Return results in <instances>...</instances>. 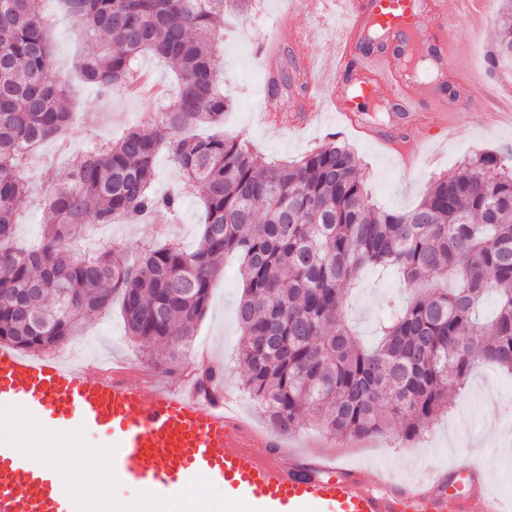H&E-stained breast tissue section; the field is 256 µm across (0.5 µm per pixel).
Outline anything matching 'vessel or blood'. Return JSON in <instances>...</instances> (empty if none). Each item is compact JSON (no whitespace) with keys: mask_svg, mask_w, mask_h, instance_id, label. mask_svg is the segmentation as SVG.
I'll list each match as a JSON object with an SVG mask.
<instances>
[{"mask_svg":"<svg viewBox=\"0 0 512 512\" xmlns=\"http://www.w3.org/2000/svg\"><path fill=\"white\" fill-rule=\"evenodd\" d=\"M456 18L448 0H353L335 65L316 70L302 54L312 105L286 114V122L306 126L317 119L319 104L355 128L369 106L380 103L406 124L446 126L480 92L450 66ZM417 53L430 60L433 73L415 85L401 59ZM446 77L458 83L456 100L434 90ZM420 100L429 110L417 112ZM370 137L409 159L412 137L380 125ZM8 408L100 435L111 450L113 476L136 483L145 499L162 505L180 503L204 475L245 512H504L486 491L448 501L440 493L441 475L402 490L385 476L362 479L331 456L311 463L310 476H300L278 436L254 430L223 393L201 392L192 375L159 385L122 369L75 366L0 345V410ZM0 512H91V506L63 497L42 461L0 438Z\"/></svg>","mask_w":512,"mask_h":512,"instance_id":"vessel-or-blood-1","label":"vessel or blood"}]
</instances>
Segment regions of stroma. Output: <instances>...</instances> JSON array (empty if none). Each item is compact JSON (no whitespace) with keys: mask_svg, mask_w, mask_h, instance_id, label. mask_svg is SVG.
Here are the masks:
<instances>
[{"mask_svg":"<svg viewBox=\"0 0 512 512\" xmlns=\"http://www.w3.org/2000/svg\"><path fill=\"white\" fill-rule=\"evenodd\" d=\"M42 5L44 14L51 19L47 32L52 60L50 75L74 87L70 105L73 126L69 146L58 147L52 140L45 155L29 158V166L36 172L37 188L31 191L17 228L18 240L27 245L39 242L48 220L38 204L39 197L62 182L73 151L88 150L124 129L144 124L137 104L127 92L118 90L105 97L81 85L80 62L96 49L97 43L82 32L61 0H43ZM283 21L289 30L310 35L308 51L321 66H333L338 28L346 21L341 0H296L289 7L284 0H254L250 9L240 14L225 32L224 44L214 59L224 93L234 102L224 120L226 135L250 141L267 160L291 162L329 138H337L355 155L373 203L387 211H406L420 202L433 179L452 175L464 156L482 151L504 156L512 150V123L487 120L482 96L469 100L465 112L447 127H418L416 157L409 165L368 135L344 127L330 116L305 128L265 122L258 95L267 88L270 64H284L287 53L282 50L275 59H267L253 27L258 24L267 28ZM496 30L497 23L492 20L486 23L482 36H473L467 16L459 15L457 63L465 77L478 82L485 92L504 94L512 88V69H494L488 62ZM204 220V207L195 195L184 200L177 215L161 211L142 224L102 225L95 235L83 237L74 248L81 252L117 249L133 254L152 241L164 226L173 239L191 249L198 241ZM237 266L236 256L225 257L224 273L212 287L198 334L176 362L152 361L146 351L125 336L121 305L117 302L107 311L82 321L73 335L52 347L50 353L77 362L107 357L131 370L134 376L176 381L197 366L198 352L207 351L209 359L224 368V394L236 402L252 427L267 431L264 409L245 393L238 367L241 332L235 310L242 284ZM405 295L404 284L396 273H367L362 286L350 297L348 317L365 340H372L375 321L384 312L389 297ZM509 407L512 408V375L485 363L458 391L448 413L432 420L426 434L413 445H404L394 430L358 440L334 437L308 423L289 434V452L301 456L312 451H339L345 466L370 478L385 472L397 484L409 487L429 473L447 470L466 450L476 456L482 469L479 482L501 498L506 512H512V415L505 413Z\"/></svg>","mask_w":512,"mask_h":512,"instance_id":"1","label":"stroma"}]
</instances>
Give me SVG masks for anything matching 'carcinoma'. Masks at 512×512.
I'll use <instances>...</instances> for the list:
<instances>
[{"mask_svg": "<svg viewBox=\"0 0 512 512\" xmlns=\"http://www.w3.org/2000/svg\"><path fill=\"white\" fill-rule=\"evenodd\" d=\"M99 48L81 61L87 87L110 95L150 53L177 83L148 131L130 129L78 152L65 182L44 198L41 242L15 241L35 145L69 134L70 85L48 78V17L35 0H0V345L42 351L69 336L94 307L71 309L64 290L93 302L119 295L126 333L162 360L191 343L224 256L242 259L237 306L239 369L270 428L295 432L305 413L327 433L368 438L398 426L409 443L448 411L474 367L512 372V167L498 155L467 159L432 181L406 212L369 203L354 154L322 144L271 165L245 139L224 136L229 99L214 66L225 17L244 0H63ZM491 67H512V0H502ZM272 93L301 95L286 74ZM204 127L205 137L190 130ZM167 152L178 189L152 190ZM198 189L206 208L197 247L149 245L131 262L114 249L79 257L63 241L91 224L137 222ZM394 268L412 292L379 321L366 346L344 315L349 291L368 269ZM495 296L490 316L481 314Z\"/></svg>", "mask_w": 512, "mask_h": 512, "instance_id": "obj_1", "label": "carcinoma"}]
</instances>
